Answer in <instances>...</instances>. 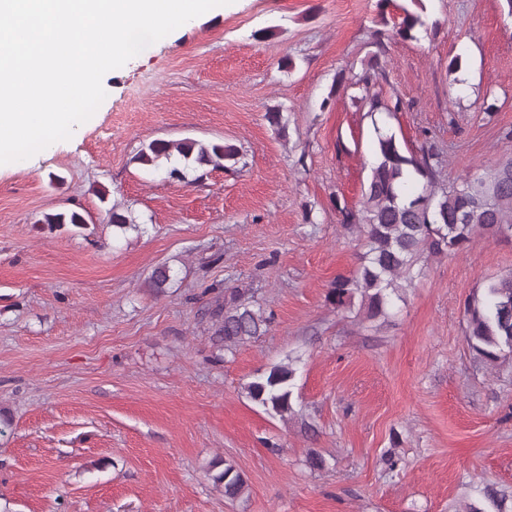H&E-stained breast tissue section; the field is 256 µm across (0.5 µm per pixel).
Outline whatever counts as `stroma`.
Here are the masks:
<instances>
[{
  "instance_id": "1",
  "label": "stroma",
  "mask_w": 512,
  "mask_h": 512,
  "mask_svg": "<svg viewBox=\"0 0 512 512\" xmlns=\"http://www.w3.org/2000/svg\"><path fill=\"white\" fill-rule=\"evenodd\" d=\"M425 3L435 29L378 48L377 0H238L105 75L77 137L0 167V512H463L483 483L512 494V367L490 375L464 341V302L512 273V237L427 258L387 321L326 299L360 264L336 207L359 205L376 128L413 153L433 137L452 177L512 151V9ZM369 69L398 112L340 89ZM186 137L240 160L191 184L169 175L182 160H134ZM115 205L138 231L105 223ZM70 209L88 230L39 227ZM228 288L271 316L231 353L209 315ZM290 360L293 409L267 413L244 386ZM220 458L244 497L214 487Z\"/></svg>"
}]
</instances>
